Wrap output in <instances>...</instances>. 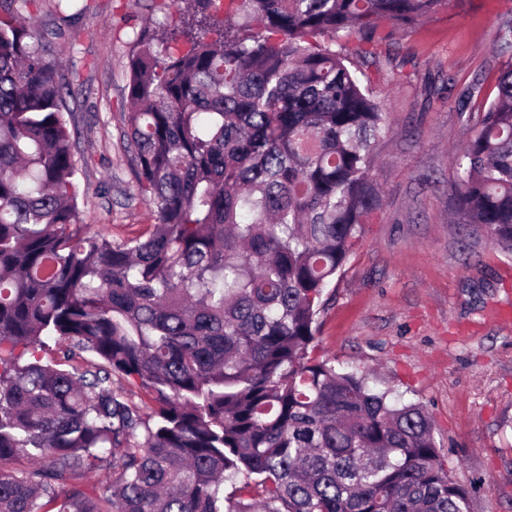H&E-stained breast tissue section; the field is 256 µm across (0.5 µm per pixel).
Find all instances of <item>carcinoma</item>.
I'll use <instances>...</instances> for the list:
<instances>
[{
    "label": "carcinoma",
    "mask_w": 512,
    "mask_h": 512,
    "mask_svg": "<svg viewBox=\"0 0 512 512\" xmlns=\"http://www.w3.org/2000/svg\"><path fill=\"white\" fill-rule=\"evenodd\" d=\"M14 3L0 0V512H474L423 405L314 355L394 133L346 43L375 64L448 0H194L142 30L124 137L157 221L120 242L78 220L69 83ZM460 98L455 212L512 252V64L491 101L478 81Z\"/></svg>",
    "instance_id": "carcinoma-1"
}]
</instances>
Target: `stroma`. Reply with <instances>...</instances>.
Instances as JSON below:
<instances>
[{
  "instance_id": "1",
  "label": "stroma",
  "mask_w": 512,
  "mask_h": 512,
  "mask_svg": "<svg viewBox=\"0 0 512 512\" xmlns=\"http://www.w3.org/2000/svg\"><path fill=\"white\" fill-rule=\"evenodd\" d=\"M174 11L171 0H87L64 26L54 0H43L30 15L71 88L79 220L116 241L156 218L136 191L122 112L137 33ZM510 20L512 0H451L398 31L368 68L395 135L377 148L381 209L326 290L316 350L427 408L476 512H512V256L486 233L466 236L453 218V155L471 132L455 101L426 97L423 83L453 76L493 89L512 63V43L499 33ZM402 58L416 74L395 85L388 73Z\"/></svg>"
}]
</instances>
